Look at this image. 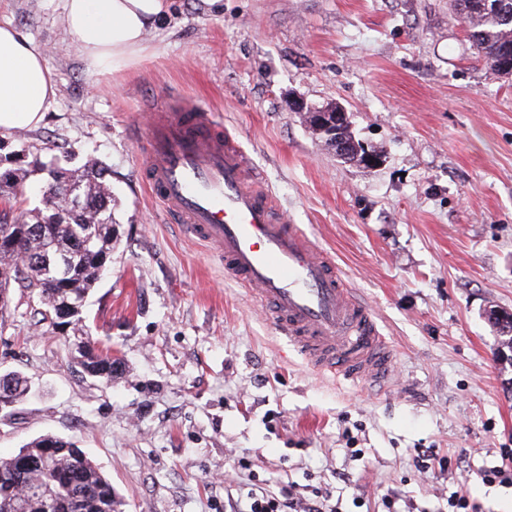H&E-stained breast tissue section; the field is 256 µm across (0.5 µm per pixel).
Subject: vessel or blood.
<instances>
[{"label":"vessel or blood","mask_w":512,"mask_h":512,"mask_svg":"<svg viewBox=\"0 0 512 512\" xmlns=\"http://www.w3.org/2000/svg\"><path fill=\"white\" fill-rule=\"evenodd\" d=\"M142 179L185 233L255 288L270 321L318 373L384 381L395 352L330 254L288 223L242 150L207 109L176 101L146 133Z\"/></svg>","instance_id":"obj_1"}]
</instances>
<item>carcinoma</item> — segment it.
I'll list each match as a JSON object with an SVG mask.
<instances>
[{"instance_id":"cac0c4a2","label":"carcinoma","mask_w":512,"mask_h":512,"mask_svg":"<svg viewBox=\"0 0 512 512\" xmlns=\"http://www.w3.org/2000/svg\"><path fill=\"white\" fill-rule=\"evenodd\" d=\"M466 27L473 54L496 76L512 56V0H449ZM21 149L0 155V309L21 288L19 301L38 306L42 320L67 326L75 337L78 364L107 385L121 369V358L86 337L83 309L107 265L118 239L116 199L100 163L88 160L64 168L40 157L22 165ZM41 175L53 206H23L24 183ZM501 347L512 351V316L495 318ZM13 383L0 399L10 408L28 391L18 373L0 374ZM0 512H120L111 481L76 442L42 435L12 458L0 460Z\"/></svg>"}]
</instances>
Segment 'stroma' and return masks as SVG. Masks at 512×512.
Returning a JSON list of instances; mask_svg holds the SVG:
<instances>
[{"label": "stroma", "mask_w": 512, "mask_h": 512, "mask_svg": "<svg viewBox=\"0 0 512 512\" xmlns=\"http://www.w3.org/2000/svg\"><path fill=\"white\" fill-rule=\"evenodd\" d=\"M62 0H0L44 47L57 95L24 142L111 171L119 242L85 308L124 361L113 385L73 362L33 306L0 313V374L29 393L0 411V458L53 434L109 478L121 512H224L226 495L325 487L337 512H512V366L489 310L512 314V79L472 57L448 0H169L144 56L93 79ZM344 107L381 163L337 157L291 100ZM212 110L252 170L396 355L387 383L315 373L214 251L179 234L140 179L149 113ZM444 464L415 469V451ZM250 462L241 470L235 462ZM502 466L503 483L483 470Z\"/></svg>", "instance_id": "obj_1"}]
</instances>
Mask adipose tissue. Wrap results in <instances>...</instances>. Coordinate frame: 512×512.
Wrapping results in <instances>:
<instances>
[{
    "instance_id": "adipose-tissue-1",
    "label": "adipose tissue",
    "mask_w": 512,
    "mask_h": 512,
    "mask_svg": "<svg viewBox=\"0 0 512 512\" xmlns=\"http://www.w3.org/2000/svg\"><path fill=\"white\" fill-rule=\"evenodd\" d=\"M166 9V0H63L62 22L86 72L103 77L143 55L146 36ZM56 89L45 50L1 23L0 131L39 124Z\"/></svg>"
}]
</instances>
